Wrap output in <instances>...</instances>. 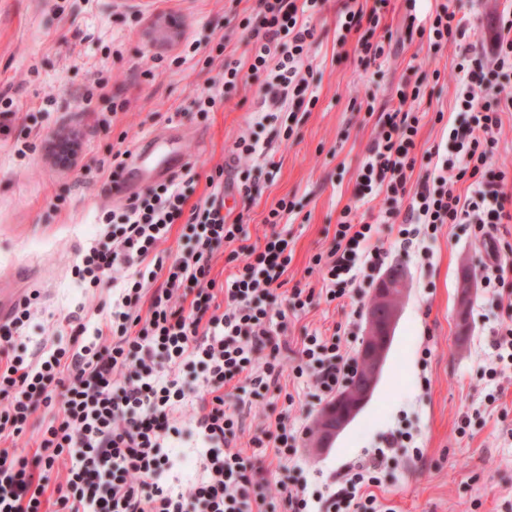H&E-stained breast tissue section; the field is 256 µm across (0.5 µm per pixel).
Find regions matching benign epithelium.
<instances>
[{
    "mask_svg": "<svg viewBox=\"0 0 512 512\" xmlns=\"http://www.w3.org/2000/svg\"><path fill=\"white\" fill-rule=\"evenodd\" d=\"M406 282V272L395 265L372 289L363 315V337L358 351L357 373L317 414L308 447L318 452L331 447L372 398L408 295Z\"/></svg>",
    "mask_w": 512,
    "mask_h": 512,
    "instance_id": "benign-epithelium-1",
    "label": "benign epithelium"
}]
</instances>
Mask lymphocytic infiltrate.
Returning a JSON list of instances; mask_svg holds the SVG:
<instances>
[{
  "mask_svg": "<svg viewBox=\"0 0 512 512\" xmlns=\"http://www.w3.org/2000/svg\"><path fill=\"white\" fill-rule=\"evenodd\" d=\"M260 19L247 35L251 74H265L259 91L260 111L285 114L284 138H291L298 110L313 108L318 97L302 71L314 43L309 17L324 0H255ZM347 9L338 44L357 35L361 65L379 64L390 52L376 39L381 5ZM407 31L429 46L455 43V109L460 120L446 144L417 150L420 119L413 104L428 96L427 75L404 81L396 106L367 113L378 116V132L359 167L354 196L368 204L384 196L379 217L355 219L344 208L327 253L315 254L311 270L323 286L313 291L289 285L292 261L288 233L281 224L295 209L279 200L265 222L263 244L250 243L243 216L226 220L224 197L213 193L204 204L189 205L186 185L197 174L185 168L166 183L130 199L122 213L102 211L98 240L73 273L80 282L98 285L112 278L120 293L93 337L78 325L67 341H54L27 355L22 339L31 316L22 301L0 324V512H267V498L280 496L288 512H311L306 484L285 481L269 486L258 456H247L235 441L242 429L239 409L269 392L282 394L288 407L293 393L281 379L309 378L314 397H333L350 379L356 359L343 346L341 326L332 332L302 336L296 355L284 360L288 339L286 314L276 309L277 291L288 288L293 308L311 303L315 293L326 302L355 300L384 263L381 225L398 224L403 248L432 236L445 224H472L481 238L500 246L504 218L502 187L512 167L495 164L502 115L512 112V14L501 15L488 50L473 48L468 22L440 4L422 16L417 0H405ZM235 61L212 78L197 101L201 114L223 104L245 70ZM468 183L461 197L449 177ZM184 223L187 244L176 257L160 249L174 224ZM230 273L212 275L220 247ZM246 380L248 392L236 409L226 408L224 389ZM42 429L34 454L5 448L25 435L34 414ZM307 425L280 413L274 430L254 437L253 447L271 451L279 468L297 453ZM191 437L203 460L202 475L170 484L166 474L183 460L182 440ZM382 457L348 469L330 494L339 512H393L374 494L380 486ZM63 481L50 483L56 466Z\"/></svg>",
  "mask_w": 512,
  "mask_h": 512,
  "instance_id": "f902f5d3",
  "label": "lymphocytic infiltrate"
}]
</instances>
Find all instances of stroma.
Here are the masks:
<instances>
[{"label":"stroma","mask_w":512,"mask_h":512,"mask_svg":"<svg viewBox=\"0 0 512 512\" xmlns=\"http://www.w3.org/2000/svg\"><path fill=\"white\" fill-rule=\"evenodd\" d=\"M476 27L471 42L485 48L494 16L512 0H453ZM254 0H0V94L13 100L15 118L0 127V321L25 296L34 314L28 347L50 336L69 335L62 320L80 316L88 328L112 303V283L92 288L72 273L97 238L101 211H121L127 200L112 193V154L136 151L153 133L183 150L199 178L190 203L211 192L208 178L222 171L226 212L243 214L251 241H263L264 218L280 199L295 204L288 220L293 259L289 283L321 288L307 274L311 257L329 248L342 210L353 204L355 178L375 134L374 119L354 107L373 101L376 110L395 103L396 89L415 69H440L422 113L419 150L444 142L458 120L454 67L459 49H430L404 27V0H390L377 36H391L393 52L381 68H363L356 36L338 46L341 0H326L313 18L316 43L309 79L319 100L298 113L290 140L279 121L259 120L262 78L229 90L223 105L201 116L194 100L225 59L247 63L246 19ZM224 58L203 59L216 42ZM109 80L95 95L98 77ZM125 111L110 114L113 102ZM443 122H436V112ZM109 125H102V118ZM247 137L268 144L273 164L252 171L253 200L238 193L240 163L235 142ZM386 266L408 276V297L375 394L332 448L297 455L308 492L325 491L352 465L388 450L375 493L393 512H512V371L499 384L484 375L494 334L506 322L512 295L476 282L469 302L470 331L456 317L463 269L479 274L487 251L470 224H446L424 239L431 258L405 251L397 232L381 225ZM349 308L313 301L288 311L286 335L297 349L304 331L346 321ZM430 357H423V350ZM497 400H490V393Z\"/></svg>","instance_id":"1"}]
</instances>
